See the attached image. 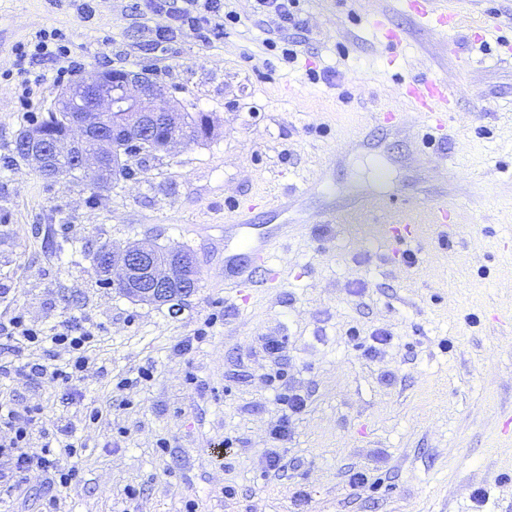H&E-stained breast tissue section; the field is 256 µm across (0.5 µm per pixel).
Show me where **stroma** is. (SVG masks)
Returning a JSON list of instances; mask_svg holds the SVG:
<instances>
[{"label":"stroma","mask_w":512,"mask_h":512,"mask_svg":"<svg viewBox=\"0 0 512 512\" xmlns=\"http://www.w3.org/2000/svg\"><path fill=\"white\" fill-rule=\"evenodd\" d=\"M449 2L466 25L443 36L401 0H301L303 26L288 30L255 0H232L236 30L205 43L185 29L163 52L136 19L146 0H0V321L102 329L76 391L0 379V399L43 409L31 447L63 424L82 444L81 480L67 488L51 485L52 468L19 473L0 455V512H43L50 494L56 512H182L188 501L196 512H512V0ZM377 14L404 36L390 68ZM52 28L79 74L148 69L189 111L212 115L213 137L131 157L132 176L96 197L87 180H45L14 141L57 100V66L33 63L49 79L26 99L13 61L18 42ZM272 42L293 43L297 62L277 63ZM416 75L447 79L457 101L443 148L422 158L419 115L402 131L369 123L378 106L401 108L399 85ZM333 154L327 191L303 212L358 194L419 198L415 262L392 257L370 222L322 232L260 211L255 223L295 225L275 255L278 284L245 296L225 287L231 208L301 184ZM444 200L458 217L443 231L431 209ZM138 240L192 253L196 292L149 304L102 284L97 249ZM202 326V342L175 352ZM352 326L390 339L366 355ZM269 336L285 339L283 357L266 353ZM143 367L150 381L138 380ZM281 368L308 406L277 444L266 379ZM273 448L287 463L276 474ZM355 472L373 490L354 494Z\"/></svg>","instance_id":"obj_1"}]
</instances>
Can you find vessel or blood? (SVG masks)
Instances as JSON below:
<instances>
[{
    "instance_id": "obj_1",
    "label": "vessel or blood",
    "mask_w": 512,
    "mask_h": 512,
    "mask_svg": "<svg viewBox=\"0 0 512 512\" xmlns=\"http://www.w3.org/2000/svg\"><path fill=\"white\" fill-rule=\"evenodd\" d=\"M410 13L432 30L445 34L456 28L459 16L454 11L439 8V0H404ZM400 92L407 104L426 121L425 141L445 140L448 119L453 113L452 94L444 79L412 78L401 83ZM325 168H318L302 187H291L273 199L255 198L239 206L225 234L235 236L246 254H228L224 257V285L243 289L259 286L273 287L278 271L272 259L279 245L285 242L292 230L288 224H257L252 220L254 209H268L278 213L298 210L304 198L325 188ZM417 201L400 200L392 196H360L345 206L314 214L309 222L314 229L328 228L332 224H347L365 215L382 217V233L394 245L400 246L415 240L421 226L415 218Z\"/></svg>"
}]
</instances>
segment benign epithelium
I'll return each mask as SVG.
<instances>
[{
  "label": "benign epithelium",
  "instance_id": "7a95c632",
  "mask_svg": "<svg viewBox=\"0 0 512 512\" xmlns=\"http://www.w3.org/2000/svg\"><path fill=\"white\" fill-rule=\"evenodd\" d=\"M72 100L73 117L66 135L22 133L18 141L30 151L33 165L40 174L43 159L66 155L96 186L111 181V170L105 159L118 155L126 146L143 152L144 142L152 143L153 153L177 154L184 139L185 126L180 104L170 91L150 76L147 70L100 73L81 79L64 91ZM157 100H165L164 110L153 108ZM80 129L82 136H97V150L82 149L83 140L69 142L72 132ZM196 266L192 254L173 251L162 256L152 244L136 243L117 254L107 248L97 256L96 267L108 278L112 287L150 303H171L190 296L195 276L189 273Z\"/></svg>",
  "mask_w": 512,
  "mask_h": 512
}]
</instances>
